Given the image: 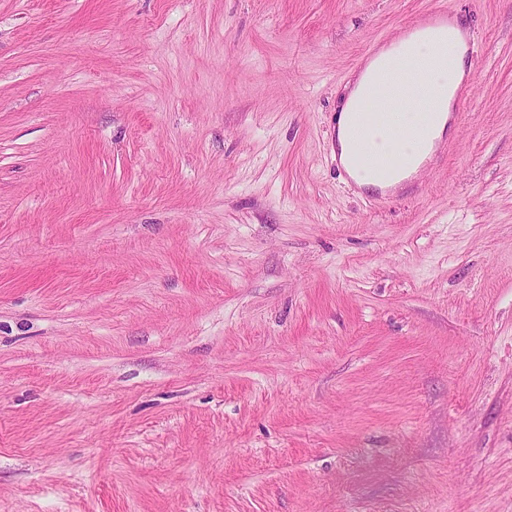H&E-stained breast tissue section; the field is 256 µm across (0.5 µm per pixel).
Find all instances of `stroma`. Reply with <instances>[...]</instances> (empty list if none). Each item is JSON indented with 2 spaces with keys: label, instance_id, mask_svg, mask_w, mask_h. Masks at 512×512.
I'll use <instances>...</instances> for the list:
<instances>
[{
  "label": "stroma",
  "instance_id": "1",
  "mask_svg": "<svg viewBox=\"0 0 512 512\" xmlns=\"http://www.w3.org/2000/svg\"><path fill=\"white\" fill-rule=\"evenodd\" d=\"M435 6L472 97L367 198ZM0 512H512V0H0ZM454 23L448 17V11L433 10L424 14L413 26H408L398 39H383L376 47L366 54L362 60V67L369 58L380 49L397 44L406 39L413 31L426 27L452 29L448 37L445 58L430 70H425L421 81L425 83L427 96L415 103L418 98L411 91H403L404 102L390 105L386 102L384 92L375 85L379 72L387 53L379 54L370 61L356 78L349 90L345 102L336 120V143L339 146L342 159L348 155L349 141L347 130L353 124L356 113L363 115H380L379 128L398 129L402 136L394 140L388 139L381 130L373 132L368 139V149L372 154L405 159L415 149L414 132L418 127L420 113H433L432 138L440 140L445 133L450 120L455 92L461 85L466 74L465 46L461 33L453 29ZM442 85L440 92L432 96L434 90ZM366 98H370L367 100ZM375 112H371V110ZM438 149V142L435 143L434 150L431 157L424 163L417 166L407 177L403 178L398 184L394 186L376 187L374 189L377 196L388 197L393 196L394 193H400V195H417L422 192V185L417 180V173L428 164L432 162V159L436 157Z\"/></svg>",
  "mask_w": 512,
  "mask_h": 512
}]
</instances>
